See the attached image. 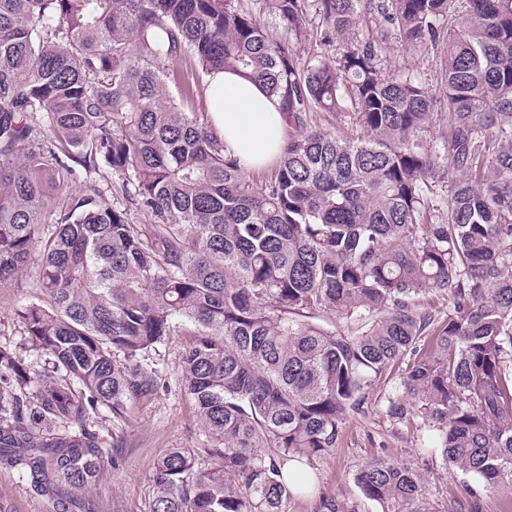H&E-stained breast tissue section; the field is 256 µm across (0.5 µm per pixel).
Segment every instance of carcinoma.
<instances>
[{
    "instance_id": "1",
    "label": "carcinoma",
    "mask_w": 512,
    "mask_h": 512,
    "mask_svg": "<svg viewBox=\"0 0 512 512\" xmlns=\"http://www.w3.org/2000/svg\"><path fill=\"white\" fill-rule=\"evenodd\" d=\"M262 2L287 38L235 0H0V283L41 248L40 292L15 315L49 358L33 374L0 349V463L61 501L88 489L89 411L122 419L155 394L141 358L188 325L179 366L213 464L166 454L151 512H286L399 362L386 415L405 418L410 396L442 425L445 462L511 490L512 0H466L447 29L439 113L424 84L384 74L383 31L303 68L308 0ZM314 2L338 34L376 9L413 47L448 21V0ZM224 70L281 100L288 138L261 188L197 111ZM345 110L364 135L319 126ZM102 167L151 223L92 183L68 192ZM353 481L382 512H429L408 462L373 459ZM318 512L360 505L326 496Z\"/></svg>"
}]
</instances>
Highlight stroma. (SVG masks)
<instances>
[{"instance_id": "stroma-1", "label": "stroma", "mask_w": 512, "mask_h": 512, "mask_svg": "<svg viewBox=\"0 0 512 512\" xmlns=\"http://www.w3.org/2000/svg\"><path fill=\"white\" fill-rule=\"evenodd\" d=\"M381 56L388 71L412 76L432 91L442 90L445 46L413 48L391 32L381 46ZM41 265L40 251H32L18 281L0 286V347L17 352L34 372L40 371L43 361L27 342L15 311L36 295ZM192 339L190 329L182 327L150 352L146 365L155 371L159 389L152 397L137 401L126 418H114L102 405L90 413L88 422L101 443L104 466L95 486L82 495L80 512H150L155 497L151 475L170 449L193 450L200 462H207L205 450L212 442L193 401L184 393L178 367L179 354ZM400 374V368L388 370L385 382L370 392L364 413L347 418L337 447L316 464L318 494L292 498L287 512H317L322 492L356 496L353 477L375 457L404 460L418 469L435 512H453L454 505L473 492L480 495L485 512H499L507 491L484 486L443 465L439 450L432 447L440 434L438 424L414 413L402 423L386 416L384 395L398 383ZM0 512H58V507L16 470L0 465Z\"/></svg>"}]
</instances>
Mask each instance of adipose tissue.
Masks as SVG:
<instances>
[{"mask_svg": "<svg viewBox=\"0 0 512 512\" xmlns=\"http://www.w3.org/2000/svg\"><path fill=\"white\" fill-rule=\"evenodd\" d=\"M208 84L210 120L227 151L251 168L272 164L288 136L278 99L231 70L209 76Z\"/></svg>", "mask_w": 512, "mask_h": 512, "instance_id": "ef3b65f1", "label": "adipose tissue"}]
</instances>
